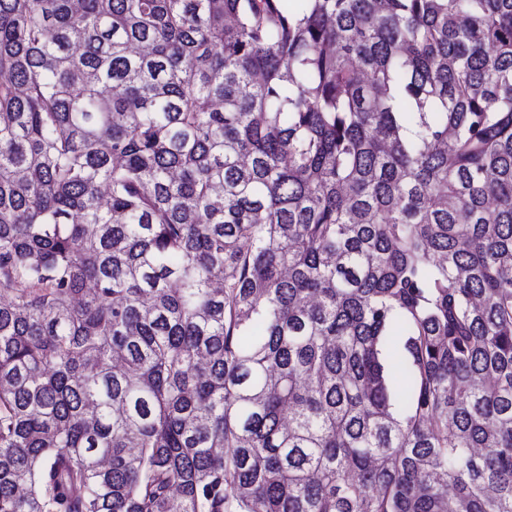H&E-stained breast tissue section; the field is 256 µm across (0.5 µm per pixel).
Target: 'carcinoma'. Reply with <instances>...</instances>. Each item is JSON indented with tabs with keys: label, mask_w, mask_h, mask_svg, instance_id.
Instances as JSON below:
<instances>
[{
	"label": "carcinoma",
	"mask_w": 512,
	"mask_h": 512,
	"mask_svg": "<svg viewBox=\"0 0 512 512\" xmlns=\"http://www.w3.org/2000/svg\"><path fill=\"white\" fill-rule=\"evenodd\" d=\"M295 2L0 0V512H512V0Z\"/></svg>",
	"instance_id": "cac0c4a2"
}]
</instances>
